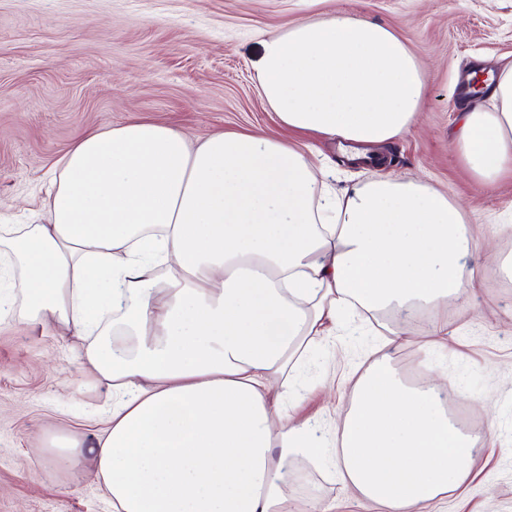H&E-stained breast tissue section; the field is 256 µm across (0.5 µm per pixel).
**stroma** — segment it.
<instances>
[{
  "label": "stroma",
  "mask_w": 512,
  "mask_h": 512,
  "mask_svg": "<svg viewBox=\"0 0 512 512\" xmlns=\"http://www.w3.org/2000/svg\"><path fill=\"white\" fill-rule=\"evenodd\" d=\"M332 9L390 28L425 78L416 125L380 149L385 173L427 181L460 207L476 239L495 245L473 261L474 288L448 305L447 347L391 350L405 383L428 362L454 379L445 412L465 433L487 437L471 476L427 512H512V276L502 269L512 258V176L479 184L451 137L465 108L458 78L512 60V0H0V220L42 221L51 170L92 129L145 117L194 141L222 130H276L258 93L263 42ZM287 138L313 151L336 189L372 175L328 138ZM391 325L347 312L340 335L303 358L297 415L315 421L330 464L294 461V512L313 502L327 512H373L330 465L341 460L336 419L348 402L346 382L377 359ZM78 344L55 325L0 320V512H112L91 464L67 459L63 448L95 444L112 400L105 384L85 378ZM323 373L335 400L316 389ZM490 407L499 415L493 434Z\"/></svg>",
  "instance_id": "stroma-1"
}]
</instances>
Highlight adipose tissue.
I'll use <instances>...</instances> for the list:
<instances>
[{
	"label": "adipose tissue",
	"mask_w": 512,
	"mask_h": 512,
	"mask_svg": "<svg viewBox=\"0 0 512 512\" xmlns=\"http://www.w3.org/2000/svg\"><path fill=\"white\" fill-rule=\"evenodd\" d=\"M259 92L278 132L194 144L134 118L95 129L57 162L44 224H0V313L23 288L27 323L79 336L85 373L112 391L91 454L112 512H288L290 467L325 448L283 395L317 336L360 307L399 314L386 347L444 346L420 311L474 284L477 243L460 208L420 179L377 174L336 191L284 137L338 140L352 162L416 124L423 73L387 27L328 12L267 40ZM489 108L457 117L455 142L484 185L512 174V63L477 68ZM447 376L402 383L387 356L356 381L336 422L340 477L376 512H420L469 477L476 438L442 411Z\"/></svg>",
	"instance_id": "ef3b65f1"
}]
</instances>
